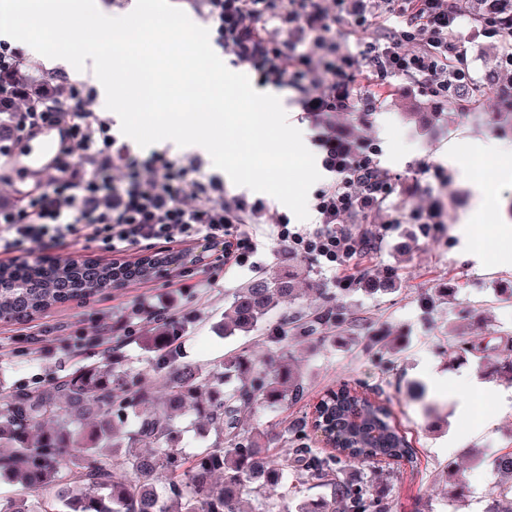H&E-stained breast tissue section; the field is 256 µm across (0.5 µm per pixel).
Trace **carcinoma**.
I'll list each match as a JSON object with an SVG mask.
<instances>
[{"instance_id":"obj_1","label":"carcinoma","mask_w":512,"mask_h":512,"mask_svg":"<svg viewBox=\"0 0 512 512\" xmlns=\"http://www.w3.org/2000/svg\"><path fill=\"white\" fill-rule=\"evenodd\" d=\"M119 268L87 260L79 265L43 263L0 266V320L25 321L71 301L85 300L119 284ZM305 289L286 274H260L239 286L224 310V337L251 331L282 304H294ZM346 312L310 306L283 318L272 342L288 340V331L305 335L344 323ZM179 328L160 313L140 343L154 354L157 392L139 382L119 360L110 365L76 366L34 389L0 391V477L18 479L40 493L33 500L0 502V512H275L266 503L243 506L251 483L260 489L288 486L295 473L300 484L328 492L296 500L292 512H396L397 503L359 481L342 477L347 469L379 467L381 459L416 463L417 452L396 418L390 401L371 402L345 382L323 398L318 416H304L289 427L296 447L281 456L270 448L274 437L249 433L242 418L261 405L302 401L304 373L291 353L272 355L258 364L245 351L228 355L207 370L179 360ZM448 353L473 361L512 384V337L499 344L482 339L459 347L448 340ZM361 409L381 427V444L362 442L332 451L313 447L316 424H340L346 411ZM193 411L217 436L214 449L183 457L177 448L176 417ZM121 468L125 478H116ZM495 478L484 512H512V450L493 461ZM165 474L167 495L156 487ZM450 500L467 493L465 471L449 473Z\"/></svg>"}]
</instances>
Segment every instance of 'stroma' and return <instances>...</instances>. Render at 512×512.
<instances>
[{"mask_svg":"<svg viewBox=\"0 0 512 512\" xmlns=\"http://www.w3.org/2000/svg\"><path fill=\"white\" fill-rule=\"evenodd\" d=\"M468 64L478 85L497 78L498 39L483 36L471 18L459 29ZM397 92L376 112L364 117L336 114L334 121L348 140L366 138L380 149L377 160L392 175L394 189L379 212L364 216L371 225L396 222L395 232L367 258H354L356 279L343 284L308 255L292 252L269 236L264 224L241 230L259 241L245 267L226 270L220 248L201 242L182 248L179 258L144 279L108 288L84 303L51 308L24 323L0 322V385L32 388L46 384L63 368L79 363L111 362L120 358L130 373L153 380V355L137 342L151 326L155 308H164L181 327L179 357L206 368L225 355L245 350L256 361L272 351L282 313L261 322L252 332L229 338L217 330L235 288L256 271H296L306 288L307 304L342 305L361 318L356 330L334 326L322 335L289 341L288 348L307 372V396L288 406L260 407L244 418L245 429L287 431L292 420L311 412L329 389L343 380L382 389L417 451V465L384 466L374 474L351 470L354 478L371 481L399 502L401 512H413L418 499L428 500L431 512H484L485 494L493 476L494 454L512 450V385L484 375L473 362L450 361L448 326L469 329L482 321L484 337L512 336V304L499 291L512 284V251L501 252L502 236L512 237V174L504 175L506 159L496 158L488 178L495 183L491 217L480 219L473 184L479 179L483 142L512 145V116L499 113L495 102L477 98L471 87L459 97L469 109L422 95L416 82L399 78ZM456 151L448 163V151ZM439 203L436 224H412L416 208ZM484 250L485 264L469 259ZM213 274V287H198L200 277ZM394 278V290L367 293L362 280L374 283ZM455 287L448 300L425 310L428 294L444 285ZM146 309H139V302ZM467 378L464 393L432 386L434 375ZM423 394H416V387ZM467 465L468 492L449 502L447 474Z\"/></svg>","mask_w":512,"mask_h":512,"instance_id":"1","label":"stroma"}]
</instances>
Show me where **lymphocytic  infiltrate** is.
Returning a JSON list of instances; mask_svg holds the SVG:
<instances>
[{
    "instance_id": "lymphocytic-infiltrate-1",
    "label": "lymphocytic infiltrate",
    "mask_w": 512,
    "mask_h": 512,
    "mask_svg": "<svg viewBox=\"0 0 512 512\" xmlns=\"http://www.w3.org/2000/svg\"><path fill=\"white\" fill-rule=\"evenodd\" d=\"M190 2L233 66L249 68L259 83L295 88L307 117L322 118L313 144L332 180L313 193L315 222L293 224L281 213L273 233L291 251L346 271L353 257L367 253L370 238L391 230L385 224L370 235L351 219L387 201L392 177L369 140L347 141L326 119L376 111L395 77L417 79L422 93L457 103L459 90L473 82L457 36L461 10L448 0ZM340 17L353 29L377 25L382 32L348 49L336 38ZM34 70L21 48L0 42V122L17 140L48 128L62 132L53 165L30 192L0 200V256L16 263L38 249L81 244L114 256L140 245L203 241L221 247L235 267L256 252L238 227L261 223L263 200L226 197L223 182L205 177L196 160L140 159L112 135L93 90L71 85L55 97L30 94L24 83Z\"/></svg>"
}]
</instances>
